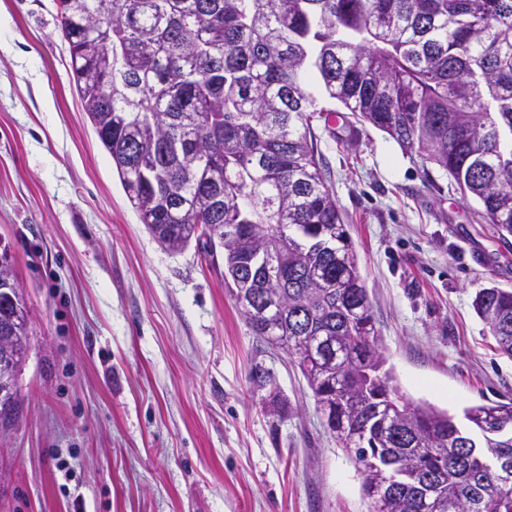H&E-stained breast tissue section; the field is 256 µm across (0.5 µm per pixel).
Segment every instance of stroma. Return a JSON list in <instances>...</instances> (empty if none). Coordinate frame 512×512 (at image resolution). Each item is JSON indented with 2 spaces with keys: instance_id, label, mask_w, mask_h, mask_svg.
Returning <instances> with one entry per match:
<instances>
[{
  "instance_id": "stroma-1",
  "label": "stroma",
  "mask_w": 512,
  "mask_h": 512,
  "mask_svg": "<svg viewBox=\"0 0 512 512\" xmlns=\"http://www.w3.org/2000/svg\"><path fill=\"white\" fill-rule=\"evenodd\" d=\"M314 128L393 386L458 418L512 398V358L473 308L512 290V234L350 112ZM0 243L31 336L0 512H370L361 467L223 269L141 223L78 98L57 0H0Z\"/></svg>"
}]
</instances>
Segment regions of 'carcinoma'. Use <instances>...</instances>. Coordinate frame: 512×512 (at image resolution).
<instances>
[{
	"mask_svg": "<svg viewBox=\"0 0 512 512\" xmlns=\"http://www.w3.org/2000/svg\"><path fill=\"white\" fill-rule=\"evenodd\" d=\"M112 12V52L90 31ZM76 90L153 238L223 250L235 301L280 282L254 321L288 349L328 428L367 468L372 512H512V399L467 424L399 395L358 259L317 151L306 85L448 172L512 233V0H58ZM474 309L512 357V291ZM22 400L0 407L12 427Z\"/></svg>",
	"mask_w": 512,
	"mask_h": 512,
	"instance_id": "1",
	"label": "carcinoma"
}]
</instances>
